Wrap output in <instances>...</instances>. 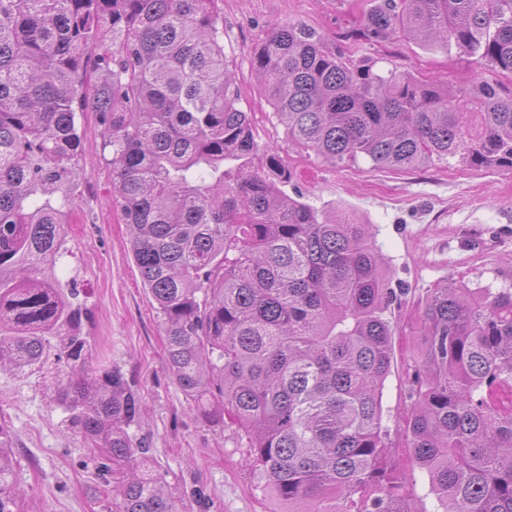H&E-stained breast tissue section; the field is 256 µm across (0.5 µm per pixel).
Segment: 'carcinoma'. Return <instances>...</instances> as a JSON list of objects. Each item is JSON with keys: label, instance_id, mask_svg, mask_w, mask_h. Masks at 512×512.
Here are the masks:
<instances>
[{"label": "carcinoma", "instance_id": "obj_1", "mask_svg": "<svg viewBox=\"0 0 512 512\" xmlns=\"http://www.w3.org/2000/svg\"><path fill=\"white\" fill-rule=\"evenodd\" d=\"M400 30L512 73V0H382L363 37ZM252 65L289 145L333 165L512 174V92L350 66L294 22ZM88 110L169 370L202 416L233 420L288 512H419L414 467L442 512H512V285L430 290L395 458L382 396L396 296L371 225L282 190L287 159L239 107L220 0H0V371L58 351L70 425L123 475L112 512L179 508L132 431L140 398L119 368L89 364L82 306L55 274L69 247L53 196L80 177ZM10 444L0 424V512Z\"/></svg>", "mask_w": 512, "mask_h": 512}]
</instances>
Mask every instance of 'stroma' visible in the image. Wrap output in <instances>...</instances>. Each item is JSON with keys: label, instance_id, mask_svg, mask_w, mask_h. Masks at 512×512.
Listing matches in <instances>:
<instances>
[{"label": "stroma", "instance_id": "obj_1", "mask_svg": "<svg viewBox=\"0 0 512 512\" xmlns=\"http://www.w3.org/2000/svg\"><path fill=\"white\" fill-rule=\"evenodd\" d=\"M380 0H223L224 53L253 113L263 144L285 150L288 194L325 212L349 211L373 225L398 301L386 316L395 326V357L383 390V422L396 428L409 403L407 370L416 353L419 307L448 280L469 288L512 282V174L447 161L395 172L359 162L332 167L289 148L286 130L251 69V53L288 22L316 31L327 47L353 62L392 67L457 87L475 79L512 88V74L478 68L455 52L428 50L400 33L381 43L361 36L366 12ZM84 133L81 176L66 186L70 256L56 275L74 283L87 310L91 360L119 367L145 413L137 430L146 456L165 475L180 512H285L246 464V438L234 425H214L188 400L171 374L156 304L134 261L130 231L113 207L112 174L103 160L94 113L79 120ZM68 368L49 357L42 368L0 372V420L13 437L17 486L14 512H108L111 475L98 468L102 451L69 430L55 388Z\"/></svg>", "mask_w": 512, "mask_h": 512}]
</instances>
